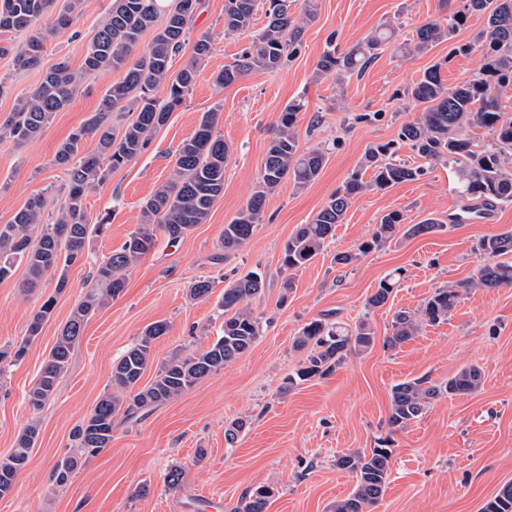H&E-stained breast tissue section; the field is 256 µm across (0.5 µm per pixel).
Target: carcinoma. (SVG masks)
<instances>
[{"label":"carcinoma","mask_w":512,"mask_h":512,"mask_svg":"<svg viewBox=\"0 0 512 512\" xmlns=\"http://www.w3.org/2000/svg\"><path fill=\"white\" fill-rule=\"evenodd\" d=\"M57 0H0V35H26L16 46H0L1 54L13 53L16 69L28 70L41 63L44 36L42 22ZM54 26L73 24V14L82 0H65ZM200 0H112L83 57L81 70L71 69L67 60L45 72L40 84L0 120V138L17 144L34 139L54 115L72 101L81 76L103 70L124 71L121 80L107 88L97 111L73 132L56 151L55 162L67 174L66 201L54 223H43L46 196L33 195L8 224L0 225V280L12 272L15 260L25 261L26 287H39L49 272L59 273L57 291L66 288L67 269L83 259L90 235L101 225L89 223L84 200L106 175L137 157L146 149L155 132L165 126L196 81L198 64L212 52L210 38L203 34L193 43L191 62L178 73L170 72L173 56L188 40L187 23ZM295 0H224V31L252 36L249 47L231 65L214 77L218 87L227 86L253 69L277 71L294 54L307 23L315 18L316 0H306L301 13L291 9ZM264 8L267 24L254 32V16ZM486 16V33L475 42L461 44L456 52H481L483 63L464 83L448 89L441 79V64L430 67L407 89V95L425 105L412 122L401 125L397 139L369 148L359 165L332 193L324 207L307 224H302L284 245L282 265L298 269L323 253L336 225L343 222L351 200L366 190H383L424 175L427 168L446 165L455 170L460 193L468 200L488 206L512 203V168L505 158L512 156V115L502 111L500 93L512 87V0H465L444 22L425 23L416 30L413 52H423L434 43L452 38L474 14ZM153 31L146 47H140L144 32ZM391 33L375 32L362 43L344 51L329 37L327 48L317 63V71L342 83L361 76L389 42ZM167 83L168 96L160 103L152 96L154 87ZM129 107L136 119L125 127L110 122L111 113ZM303 109L294 100L281 112L268 144L257 186L236 215L224 225L225 261L240 250L262 220L266 204L284 179L302 189L319 177L326 160V148L299 150L297 119ZM219 112L202 115L194 134L178 150L171 177L161 183L141 205V222L122 248L112 252L93 273V286L72 311L51 350L35 385L25 396L33 411H39L56 392L75 345L89 316L119 297L125 288V271L151 252L164 237L173 244L204 223L215 202L224 193V169L230 155L224 138L216 133ZM485 129L484 141L470 135ZM95 149L84 152L87 138ZM409 146L424 165L414 166L398 159L401 146ZM404 216L399 211L383 215L371 239L356 249L336 254V263L348 267L363 256L391 241ZM445 222L431 217L412 224L405 235L435 233ZM478 252L484 261L473 276L460 284L438 288L414 311L399 310L392 318V334L383 347L393 350L416 336L424 325L448 320L470 288L512 286V230L480 240ZM401 274L385 276L366 299L371 312L386 304ZM265 290V281L256 272L224 286L220 306L224 309L222 335L202 351L174 356L162 363L154 379L141 387L139 382L153 362L152 343L167 333L163 323L149 325L140 339L112 368V393L104 395L91 416L74 430L76 452L58 461L52 470L54 485L65 486L82 457H93L112 442V424L117 414L136 421L183 393L210 374L224 369L248 352L262 332L261 317L249 308L251 299ZM54 299L48 298L33 315L26 336L13 346L0 348V363H15L25 356L29 342L38 336L50 316ZM376 336L368 318L353 326L316 319L306 324L294 347L307 351L306 358L288 376V385L330 375L352 353L373 348ZM482 384V371L475 365L461 368L448 380L432 383L411 379L396 384L391 391L388 425L403 429L419 419L444 396H464ZM39 424L29 423L19 434L10 455L0 459V497L10 494L18 473L27 465L39 437ZM392 449L355 450L336 456V468L354 475L351 493L336 502L331 512H373L383 498L390 477ZM274 488L259 486L244 494L234 512H267ZM481 512H512V483L503 485Z\"/></svg>","instance_id":"1"}]
</instances>
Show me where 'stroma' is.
<instances>
[{
    "instance_id": "stroma-1",
    "label": "stroma",
    "mask_w": 512,
    "mask_h": 512,
    "mask_svg": "<svg viewBox=\"0 0 512 512\" xmlns=\"http://www.w3.org/2000/svg\"><path fill=\"white\" fill-rule=\"evenodd\" d=\"M316 4V18L303 30L291 61L277 71L248 73L220 90L214 74L238 59L251 38L225 34L224 0H201L188 23L189 36L208 35L214 50L199 64L200 75L185 104L152 136L145 152L112 170L87 194L89 221L103 228L90 239L86 259L68 268L66 288L56 291L57 278L50 275L38 288L25 289L27 269L20 261L9 278L0 280V347L22 340L43 301L55 300L23 360L0 369V459L12 452L31 420L40 427L13 491L0 498V512H211L217 502L222 512H234L246 490L267 484L276 489L267 512H329L354 486L352 475L337 469V454L382 444L392 449L391 474L374 512H480L502 485L512 482V287L472 289L447 321L423 326L391 351L379 343L390 334L395 311L416 309L434 289L471 277L482 261L479 240L512 229V203L495 206L493 223L398 236L353 266L336 265V253L370 239L388 212H402L409 224L447 217L462 198L454 190L453 170L440 165L418 180L356 196L323 254L292 273L282 269L283 246L297 226L313 218L367 149L396 140L401 125L422 112L406 89L435 64L450 88L480 67V52L462 55L455 48L473 41L486 19L472 15L452 39L407 54L400 46L413 41L416 28L442 20L448 6H460L461 0ZM111 5L112 0H83L69 28L48 31L38 68L19 71L12 56H0L5 85L1 118L40 83L46 68L63 58L80 66ZM383 25L394 29L395 38L362 76L340 85L317 73L328 37L346 48ZM121 77L118 71L84 76L71 104L35 139L19 145L0 138V224L10 222L33 194L62 198L67 177L55 164V153ZM293 100L304 105L299 147L326 146L324 167L308 187L283 181L246 245L228 260L213 263L222 251V230L254 192L278 117ZM211 109L219 111L217 130L231 148L223 197L183 240L172 246L159 240L126 271L123 293L87 320L56 396L32 411L24 395L89 288L95 262L119 250L137 228L142 202L169 178L172 155ZM396 269L402 272L399 287L386 305L367 311V298ZM252 270L265 278L263 294L250 302L264 321L254 347L141 420L115 417L109 447L82 461L66 486H54L51 472L72 453L73 429L111 392L114 363L145 327L156 322L168 326L154 342V364L141 379L146 385L157 365L203 350L220 335L224 317L218 302L224 286ZM203 278L215 281L211 296L191 299L190 286ZM287 278L293 288L282 305L278 299ZM365 317L377 345L348 357L326 377L284 389L285 377L305 357L293 342L307 322L322 318L352 325ZM467 365L482 370L477 392L435 401L406 430L388 427L395 384L416 378L440 383ZM240 420L245 429L227 443L225 430ZM174 465L182 467L183 481L171 490L164 477Z\"/></svg>"
}]
</instances>
